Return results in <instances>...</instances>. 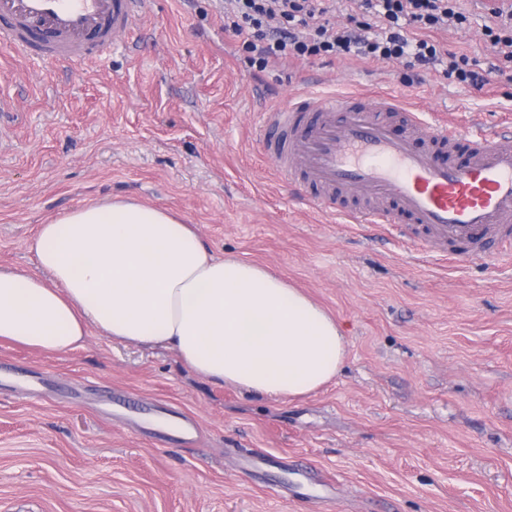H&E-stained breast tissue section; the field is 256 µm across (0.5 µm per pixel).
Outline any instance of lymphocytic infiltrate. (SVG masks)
Listing matches in <instances>:
<instances>
[{
    "mask_svg": "<svg viewBox=\"0 0 512 512\" xmlns=\"http://www.w3.org/2000/svg\"><path fill=\"white\" fill-rule=\"evenodd\" d=\"M459 0H345L349 23L338 27L328 0H224V28L239 37L259 69L279 61L355 56L373 62L444 65L465 90L488 83L485 72L444 48L435 35L461 27Z\"/></svg>",
    "mask_w": 512,
    "mask_h": 512,
    "instance_id": "f902f5d3",
    "label": "lymphocytic infiltrate"
}]
</instances>
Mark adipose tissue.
<instances>
[{
	"instance_id": "ef3b65f1",
	"label": "adipose tissue",
	"mask_w": 512,
	"mask_h": 512,
	"mask_svg": "<svg viewBox=\"0 0 512 512\" xmlns=\"http://www.w3.org/2000/svg\"><path fill=\"white\" fill-rule=\"evenodd\" d=\"M39 271L0 268V341L46 353L91 332L174 351L194 374L299 399L334 380L341 323L264 266L215 256L190 224L135 201L40 225Z\"/></svg>"
}]
</instances>
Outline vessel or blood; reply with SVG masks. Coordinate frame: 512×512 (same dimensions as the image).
Here are the masks:
<instances>
[{"label": "vessel or blood", "instance_id": "1", "mask_svg": "<svg viewBox=\"0 0 512 512\" xmlns=\"http://www.w3.org/2000/svg\"><path fill=\"white\" fill-rule=\"evenodd\" d=\"M151 0H0V44L69 63L119 48ZM277 172L326 209L337 193L368 206L345 219L427 230L424 248L467 260L512 239V130L464 133L392 93L301 92L260 115Z\"/></svg>", "mask_w": 512, "mask_h": 512}]
</instances>
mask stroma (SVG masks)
Returning a JSON list of instances; mask_svg holds the SVG:
<instances>
[{"mask_svg":"<svg viewBox=\"0 0 512 512\" xmlns=\"http://www.w3.org/2000/svg\"><path fill=\"white\" fill-rule=\"evenodd\" d=\"M471 23L438 32L488 71L465 91L406 62L253 67L224 0H152L124 51L21 61L0 45V266L36 271L39 225L134 198L195 225L218 256L269 268L345 328L336 380L250 395L162 348L91 333L44 354L0 343V512H512V244L488 261L417 252L308 204L262 154L257 115L321 78L386 88L458 129L512 120V62Z\"/></svg>","mask_w":512,"mask_h":512,"instance_id":"1","label":"stroma"}]
</instances>
